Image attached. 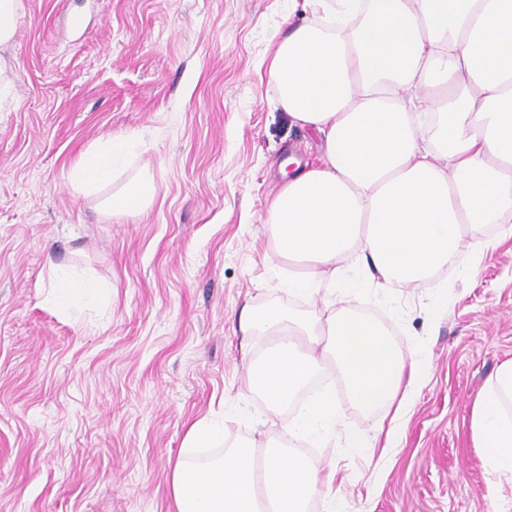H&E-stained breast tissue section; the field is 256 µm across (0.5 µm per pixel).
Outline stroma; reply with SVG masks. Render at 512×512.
I'll use <instances>...</instances> for the list:
<instances>
[{"mask_svg":"<svg viewBox=\"0 0 512 512\" xmlns=\"http://www.w3.org/2000/svg\"><path fill=\"white\" fill-rule=\"evenodd\" d=\"M308 0H23L1 50L14 87L0 102V512H176L175 465L278 438L248 390L271 343L243 309L306 316L266 222L282 165L314 162L318 140L276 107L275 43ZM136 140L129 166L96 193L75 186L81 154ZM148 176L137 217L105 202ZM462 261L436 288L318 283V300L382 320L419 384L387 447L379 414L336 387L339 422L321 457L336 471L319 512H490L470 410L512 358V237ZM94 282L69 313L47 301L54 266ZM207 419L224 439L191 448ZM373 438L355 452L352 435Z\"/></svg>","mask_w":512,"mask_h":512,"instance_id":"35a3bbf8","label":"stroma"}]
</instances>
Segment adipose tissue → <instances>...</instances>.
I'll return each mask as SVG.
<instances>
[{
  "label": "adipose tissue",
  "mask_w": 512,
  "mask_h": 512,
  "mask_svg": "<svg viewBox=\"0 0 512 512\" xmlns=\"http://www.w3.org/2000/svg\"><path fill=\"white\" fill-rule=\"evenodd\" d=\"M310 18L290 28L267 69L276 104L321 142L320 166L299 169L272 199L268 232L289 263V280L313 298L319 279L344 274L361 250V276L416 288L437 285L476 224L512 236V0H311ZM116 135L85 152L72 171L91 189L134 152ZM243 330L280 337L251 364L248 387L272 412L289 407L326 367L351 400L404 415L424 374L374 321L348 312L300 317L277 309L247 313ZM336 425L327 391L296 413L283 441L240 443L198 464L180 461L171 492L178 512H306L334 476L289 452L287 438L312 440ZM474 445L496 480L493 512H512L499 477L512 478V358L498 366L471 410Z\"/></svg>",
  "instance_id": "adipose-tissue-1"
}]
</instances>
